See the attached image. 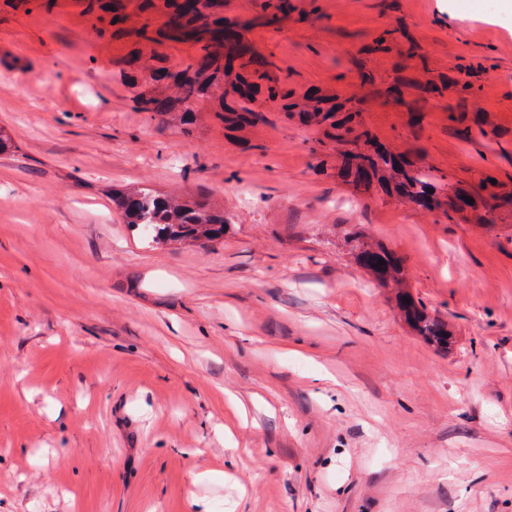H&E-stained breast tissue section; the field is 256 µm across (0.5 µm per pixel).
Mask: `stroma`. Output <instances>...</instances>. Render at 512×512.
<instances>
[{
  "label": "stroma",
  "instance_id": "obj_1",
  "mask_svg": "<svg viewBox=\"0 0 512 512\" xmlns=\"http://www.w3.org/2000/svg\"><path fill=\"white\" fill-rule=\"evenodd\" d=\"M0 0V512H512V13L502 0H224L269 84L445 177L431 212L336 170L326 126L140 111L164 0ZM223 210L150 242L113 193ZM397 257L410 328L356 261ZM404 298H409L410 304L405 303ZM398 304L420 336L439 346L448 348L450 333L448 332L447 324L438 319L431 318L424 307L421 304L417 305L406 293L398 295Z\"/></svg>",
  "mask_w": 512,
  "mask_h": 512
}]
</instances>
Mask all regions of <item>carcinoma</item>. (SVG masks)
Listing matches in <instances>:
<instances>
[{"mask_svg": "<svg viewBox=\"0 0 512 512\" xmlns=\"http://www.w3.org/2000/svg\"><path fill=\"white\" fill-rule=\"evenodd\" d=\"M172 7L165 27L158 30V35L182 34L192 37L199 44V53L184 70L176 74L166 69L151 71L154 91L140 100L141 111L156 114L189 112L192 102L199 98H212L219 92L224 122L237 126L249 124L253 116L250 104L259 92V85L250 81L249 77L265 79L269 62L243 45L238 24L212 17L211 0H172ZM226 78L231 79L232 92L238 96L233 106L227 104L222 95ZM291 96L292 93L286 89L268 87V99L280 104L281 111L287 117L293 116V109L298 107V104L288 102ZM309 100L313 105L299 110L300 120L305 124L328 125L337 130L336 141H345L346 134L341 132L343 123L336 120V105L329 106L327 100L315 95L309 96ZM357 139L362 141L364 148L357 156L359 162L353 163L346 155H341V159L336 161L339 177L356 188L367 189L376 182L387 192H393L422 209L441 207V188L436 185L431 170L389 152L368 130L361 132ZM115 202L123 211L127 223L141 228L154 241L166 238L213 240L224 236V215L193 208L176 199L162 197L150 189L120 194L115 197ZM356 259L380 285L401 284L402 266L385 247L364 246ZM381 259L386 265L379 267L377 263ZM406 297V293L398 295L399 307L419 335L439 346H448V325L430 317L424 307L415 301L405 303Z\"/></svg>", "mask_w": 512, "mask_h": 512, "instance_id": "carcinoma-1", "label": "carcinoma"}]
</instances>
